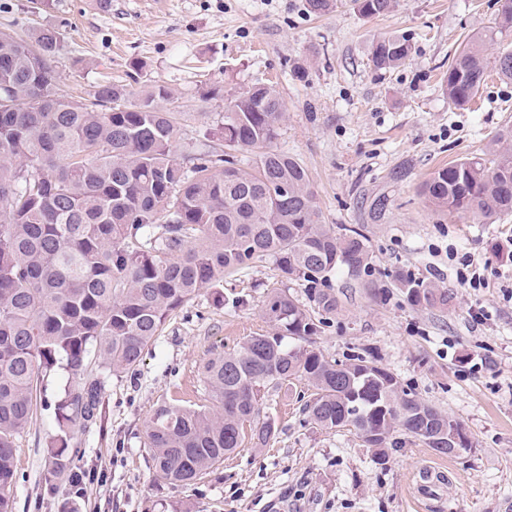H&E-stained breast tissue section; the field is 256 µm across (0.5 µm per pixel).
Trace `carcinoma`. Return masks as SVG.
<instances>
[{
    "label": "carcinoma",
    "instance_id": "carcinoma-1",
    "mask_svg": "<svg viewBox=\"0 0 512 512\" xmlns=\"http://www.w3.org/2000/svg\"><path fill=\"white\" fill-rule=\"evenodd\" d=\"M352 2L366 18L396 6ZM497 4L495 26L448 65L446 92L459 108L471 104L489 67L512 79V0ZM59 48L53 27L27 39L0 34V90L13 102L0 112V512H12L14 442L33 423L40 380L67 375L46 450L55 474L69 478L71 434L105 418L102 373L135 368L170 314L200 292L236 303L224 295V277L267 258L283 281L304 286L314 308L273 290L265 309L273 331L203 363L210 403L154 410L147 439L158 479L184 485L246 441L265 446L277 428L262 414L263 399L301 381L311 390L306 420L355 433L380 464L409 438L437 451L450 429L456 447L471 452L461 421L387 369L362 356L332 359L314 345L319 315L337 308L333 276L368 277L379 297L390 274L372 266L358 229L338 233L322 223L307 169L274 146L285 118L276 90L233 91L218 142L179 145L164 107L170 91L106 84L89 105L67 99L57 87ZM412 49L407 37H387L374 44L371 62L391 70ZM237 152L251 155L247 166ZM423 193L442 212L512 215V129L487 157L437 169ZM395 277L414 304L451 301L448 290L409 272Z\"/></svg>",
    "mask_w": 512,
    "mask_h": 512
}]
</instances>
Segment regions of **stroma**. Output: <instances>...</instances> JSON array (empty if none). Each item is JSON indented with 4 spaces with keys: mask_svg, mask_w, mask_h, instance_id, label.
Listing matches in <instances>:
<instances>
[{
    "mask_svg": "<svg viewBox=\"0 0 512 512\" xmlns=\"http://www.w3.org/2000/svg\"><path fill=\"white\" fill-rule=\"evenodd\" d=\"M496 0H398L365 18L351 0L315 15L306 0H0V32L57 28L62 94L88 98L97 85L139 93L166 87L175 101L178 140L203 137L227 98L208 90L272 86L285 104L278 147L308 170L323 223L359 229L376 269L409 271L446 288L444 308L410 303L399 288L374 298L339 276L338 310L316 338L328 357L365 355L439 412L460 420L474 443L461 457L418 440L376 464L346 430L308 424L295 391L270 393L263 411L277 422L266 447L243 444L222 464L179 486L155 476L146 425L162 403L201 404V366L266 334L268 292L281 282L273 260L224 280L234 305L209 293L176 310L133 370L110 376L102 428L75 433L71 464L100 473L83 495L52 477L46 442L64 372L38 394L32 425L15 440L13 512H512V216L492 222L435 210L422 193L449 163L488 153L512 127V80L490 75L470 109H456L444 78L455 52L489 29ZM409 37L401 66L374 70L377 41ZM403 179H393L398 169ZM389 208L372 219L369 205ZM470 253L486 281L463 287L449 251ZM437 466L448 484L423 496L416 475Z\"/></svg>",
    "mask_w": 512,
    "mask_h": 512,
    "instance_id": "35a3bbf8",
    "label": "stroma"
}]
</instances>
